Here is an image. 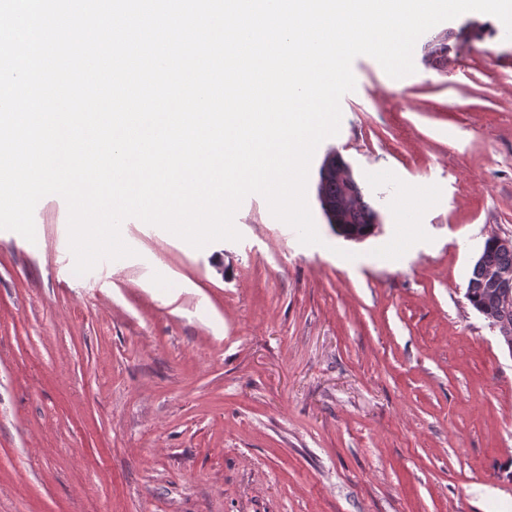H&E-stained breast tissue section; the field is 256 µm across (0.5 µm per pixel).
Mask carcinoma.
<instances>
[{
  "instance_id": "1",
  "label": "carcinoma",
  "mask_w": 512,
  "mask_h": 512,
  "mask_svg": "<svg viewBox=\"0 0 512 512\" xmlns=\"http://www.w3.org/2000/svg\"><path fill=\"white\" fill-rule=\"evenodd\" d=\"M428 54L440 58L448 52V32L437 34L428 44ZM318 199L336 208L344 223L359 231H368L378 220V212L365 200L363 190L353 175L343 181L332 173L320 172ZM483 254L485 261L480 266H473L468 282L466 299L471 307L477 309L492 287V271L511 267L512 247L491 243L486 240Z\"/></svg>"
}]
</instances>
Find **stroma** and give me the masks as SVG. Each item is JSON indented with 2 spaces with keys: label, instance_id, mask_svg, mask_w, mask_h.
<instances>
[{
  "label": "stroma",
  "instance_id": "obj_1",
  "mask_svg": "<svg viewBox=\"0 0 512 512\" xmlns=\"http://www.w3.org/2000/svg\"><path fill=\"white\" fill-rule=\"evenodd\" d=\"M413 74L352 63L311 161L318 245L265 199L196 249L136 218L133 257L79 276L67 206L0 230V512H512V354L466 299L512 239V40L440 23ZM338 154L379 214L337 235ZM352 252L344 259L342 251Z\"/></svg>",
  "mask_w": 512,
  "mask_h": 512
}]
</instances>
